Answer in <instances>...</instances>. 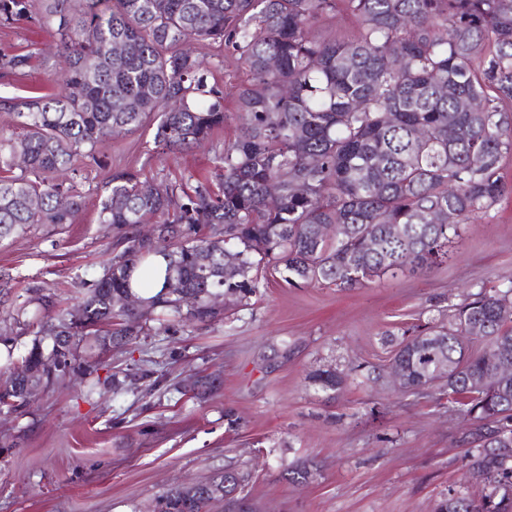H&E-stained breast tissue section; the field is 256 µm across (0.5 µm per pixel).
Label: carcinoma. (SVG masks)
I'll list each match as a JSON object with an SVG mask.
<instances>
[{
  "mask_svg": "<svg viewBox=\"0 0 512 512\" xmlns=\"http://www.w3.org/2000/svg\"><path fill=\"white\" fill-rule=\"evenodd\" d=\"M339 14L353 19L349 32L312 31ZM17 23L50 32L61 53L56 92L0 100L16 118L0 130V240L70 223L86 198L62 176L108 133L151 127L153 147L174 153L228 125L235 135L204 179L112 175L98 219L132 229L126 247L81 280L76 309L46 321L56 301L40 295L34 310L11 311L37 331L0 383V412H24L29 382L54 384L81 346L128 349L176 322L210 324L221 315L215 296L246 307L273 275L343 289L426 275L507 192L512 0H0V27ZM36 61L0 54V74L25 75ZM441 213L454 222L434 221ZM151 254L167 260L165 283L131 307L132 272ZM393 363L402 389L436 383L476 424L465 458L491 491L450 493L436 512H512V454L499 452L512 448V280L478 286L448 324L403 340ZM310 380L326 393L344 384L333 368ZM286 471L295 486L314 478L303 460ZM248 480L227 469L192 494L171 486L159 502L208 512L217 490Z\"/></svg>",
  "mask_w": 512,
  "mask_h": 512,
  "instance_id": "obj_1",
  "label": "carcinoma"
}]
</instances>
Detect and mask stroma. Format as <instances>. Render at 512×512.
Instances as JSON below:
<instances>
[{
    "label": "stroma",
    "instance_id": "1",
    "mask_svg": "<svg viewBox=\"0 0 512 512\" xmlns=\"http://www.w3.org/2000/svg\"><path fill=\"white\" fill-rule=\"evenodd\" d=\"M48 68L0 76V99L52 93ZM221 138L183 154L146 151L151 130L104 137L96 159L72 174L88 200L71 223L39 224L0 241V298L22 302L33 290L77 306L85 271L102 272L125 244L99 223L96 205L120 170L141 177L207 172ZM512 279V193L467 224L455 259L425 278L374 279L342 291L293 288L272 278L250 306L207 326L142 340L103 354L101 383L87 393L80 375L39 388L25 413H0V512H151L170 485L251 474L256 512H433L448 493L481 494L466 472L461 440L472 421L438 386L411 394L387 374L403 332L430 313L461 303L476 284ZM158 362L160 390L126 377L127 365ZM328 367L345 383L329 398L311 380ZM221 388L194 397L204 376ZM240 419L227 428L225 409ZM307 458L317 471L293 486L286 464Z\"/></svg>",
    "mask_w": 512,
    "mask_h": 512
}]
</instances>
